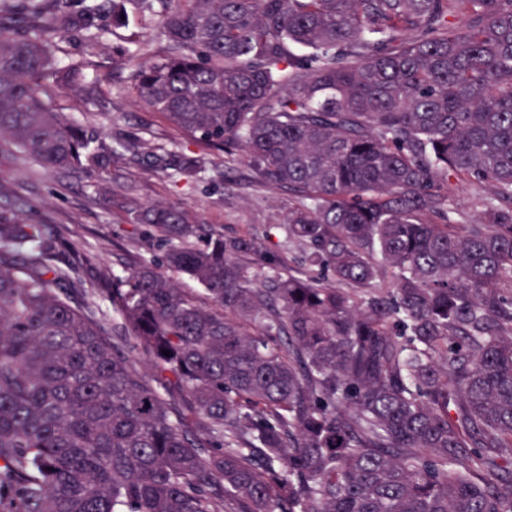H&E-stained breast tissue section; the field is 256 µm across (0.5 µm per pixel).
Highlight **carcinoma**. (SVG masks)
<instances>
[{
  "instance_id": "obj_1",
  "label": "carcinoma",
  "mask_w": 512,
  "mask_h": 512,
  "mask_svg": "<svg viewBox=\"0 0 512 512\" xmlns=\"http://www.w3.org/2000/svg\"><path fill=\"white\" fill-rule=\"evenodd\" d=\"M79 2L0 0V150L102 181L222 149L296 197L294 267L130 200L163 253L101 273L111 337L0 210V512H512V0ZM129 4L160 46L113 62L171 145L52 106L58 43L85 47L77 91ZM458 215L460 222H473L481 216L482 207L477 203L478 198L483 194L477 186L467 185L456 191Z\"/></svg>"
}]
</instances>
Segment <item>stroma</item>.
<instances>
[{"instance_id": "stroma-1", "label": "stroma", "mask_w": 512, "mask_h": 512, "mask_svg": "<svg viewBox=\"0 0 512 512\" xmlns=\"http://www.w3.org/2000/svg\"><path fill=\"white\" fill-rule=\"evenodd\" d=\"M124 36V29L109 28L106 50L87 71L91 77H106L111 93H97L90 84L80 92L63 85L52 104L68 120L93 130L106 146L136 136L174 140L176 132L127 93L128 71L112 64V49L123 45ZM197 149L209 157L211 167L189 182L155 171L140 155L129 156L102 182L78 169L48 172L20 159L5 161L0 163V207L30 214L44 224L47 237L84 253L85 262L72 275L76 294L102 309L107 303L97 294L101 271L120 275L134 261L159 253L143 230L124 223L122 204L129 196L142 203L181 206L213 233L249 234L264 249L289 257L285 222L293 196L256 182L239 157L202 143Z\"/></svg>"}]
</instances>
